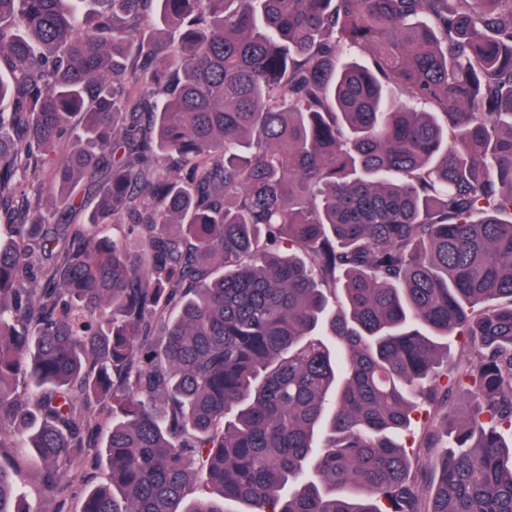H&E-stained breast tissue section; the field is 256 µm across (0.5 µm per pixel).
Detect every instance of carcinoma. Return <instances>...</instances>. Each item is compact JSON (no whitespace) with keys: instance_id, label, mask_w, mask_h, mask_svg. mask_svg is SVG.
<instances>
[{"instance_id":"cac0c4a2","label":"carcinoma","mask_w":512,"mask_h":512,"mask_svg":"<svg viewBox=\"0 0 512 512\" xmlns=\"http://www.w3.org/2000/svg\"><path fill=\"white\" fill-rule=\"evenodd\" d=\"M0 70V512H512V0H0Z\"/></svg>"}]
</instances>
